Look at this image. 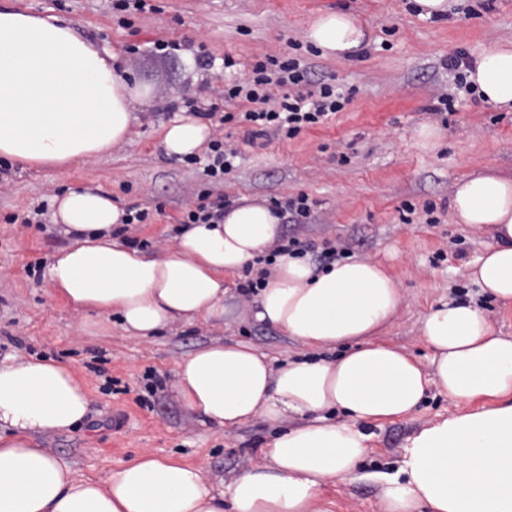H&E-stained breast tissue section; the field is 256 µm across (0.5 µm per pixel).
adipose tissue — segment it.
<instances>
[{
    "instance_id": "adipose-tissue-1",
    "label": "adipose tissue",
    "mask_w": 512,
    "mask_h": 512,
    "mask_svg": "<svg viewBox=\"0 0 512 512\" xmlns=\"http://www.w3.org/2000/svg\"><path fill=\"white\" fill-rule=\"evenodd\" d=\"M306 38L322 56L348 59L363 50L367 31L358 16L336 10L316 16ZM115 61L71 22L0 0V159L61 168L125 141L134 105L150 94ZM467 80L483 103L512 112L511 47L491 44ZM207 136L203 119L180 117L162 143L166 155L181 157L200 151ZM450 208L456 223L492 240L469 272L472 282L512 306V179L471 176L457 184ZM124 217L101 191L64 194L53 221L69 242L47 277L83 318H120L139 337L178 320L223 318L225 274L267 254L282 234L278 212L244 196L221 220L187 225L175 250L148 256L114 236ZM402 300L396 279L373 261L321 269L281 255L253 316L312 356L275 368L251 347L215 343L179 362L172 388L201 423L297 420L225 495L200 467L147 454L102 478L76 474L40 439L86 418L84 386L52 361L0 362V512H324L323 486L353 480L369 454L367 425L412 413L432 385L458 410L410 436L396 470L370 472L385 512H512V338L495 335L478 306L444 302L423 322L435 350L423 366L377 340ZM336 347L338 357H321Z\"/></svg>"
}]
</instances>
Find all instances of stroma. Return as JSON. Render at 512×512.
<instances>
[{
	"label": "stroma",
	"instance_id": "1",
	"mask_svg": "<svg viewBox=\"0 0 512 512\" xmlns=\"http://www.w3.org/2000/svg\"><path fill=\"white\" fill-rule=\"evenodd\" d=\"M151 11L120 12L111 0H19L35 13L62 16L99 49L119 55L152 89L137 108L132 135L111 153L63 169L0 167V362L31 356L68 367L84 385L89 412L82 424L42 438V447L85 476H104L141 454L203 467L214 490L258 462L282 425L262 417L225 429L199 422L171 389L180 360L215 342L244 344L273 366L301 354L295 340L256 322L243 301L242 275L224 277L223 320L177 322L155 336L129 335L119 321L97 329L46 284V268L67 237L53 222L26 223L41 201L72 188L110 194L123 208L146 209V224H131L130 239L148 253L173 249L177 220L198 195L232 203L240 196L278 203L308 195L302 224L284 222L283 239L346 247L351 257L381 264L399 282L404 303L381 343L429 363L433 348L421 337L433 306L455 300L483 309L500 336H512V306L478 288L468 268L492 240L455 223L450 197L461 180L480 171L512 178V112L462 95L455 112L432 111L452 81L448 60L459 52L479 58L494 41H512V0H461L443 21L420 17L411 0H150ZM349 11L366 22L371 39L356 58L336 60L311 50L305 31L313 15ZM173 50H156L155 42ZM235 67L225 68V56ZM297 57L311 86L341 84L353 93L328 123L293 139L275 134L250 143L246 123H223L243 105L224 97V85L249 75L266 57ZM209 113L210 135L238 151L223 181L199 165L166 156L165 127L176 117ZM439 138L426 146L421 125ZM347 163H339V155ZM415 207L404 216V203ZM434 204L435 223L424 207ZM446 396L430 390L419 408L374 425L364 470L395 469L420 426L448 416ZM124 423L113 428L112 418ZM325 512H384L377 484L355 479L325 485Z\"/></svg>",
	"mask_w": 512,
	"mask_h": 512
}]
</instances>
